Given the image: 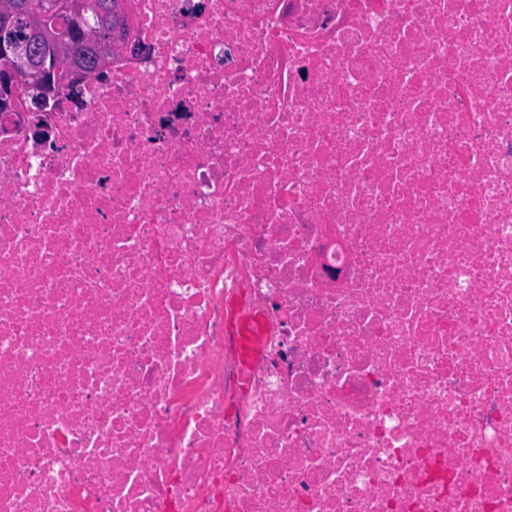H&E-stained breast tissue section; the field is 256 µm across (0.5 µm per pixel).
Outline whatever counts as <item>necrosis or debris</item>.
<instances>
[{
	"label": "necrosis or debris",
	"instance_id": "1",
	"mask_svg": "<svg viewBox=\"0 0 512 512\" xmlns=\"http://www.w3.org/2000/svg\"><path fill=\"white\" fill-rule=\"evenodd\" d=\"M120 5L0 112V512H512V0ZM114 14L118 17L117 24L112 27L111 31L109 32L108 40L113 41V45H115L119 50H125L127 52L137 54L140 52L141 48L136 44H129L128 42H124L121 40V32H122V26H121V10L120 5L118 2H116V5L114 7ZM112 41L109 42L106 45V48L103 49L104 55L108 58L109 63L112 60Z\"/></svg>",
	"mask_w": 512,
	"mask_h": 512
}]
</instances>
